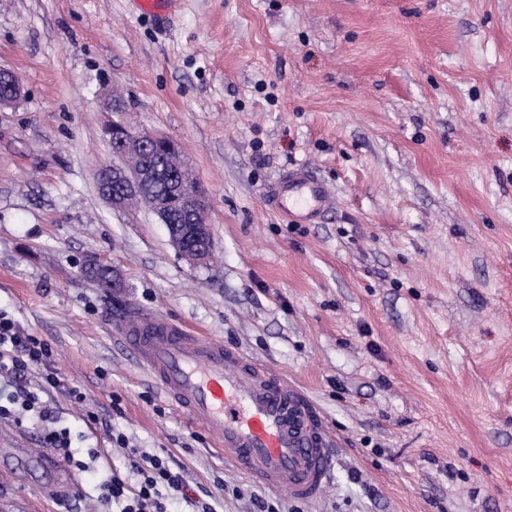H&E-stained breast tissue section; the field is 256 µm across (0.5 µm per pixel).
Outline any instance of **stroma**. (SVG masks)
Returning a JSON list of instances; mask_svg holds the SVG:
<instances>
[{
  "mask_svg": "<svg viewBox=\"0 0 512 512\" xmlns=\"http://www.w3.org/2000/svg\"><path fill=\"white\" fill-rule=\"evenodd\" d=\"M0 69L21 86L0 107V311L52 348L67 385L41 399L72 456L53 481L12 466L0 512H112L131 449L213 512H512V0H0ZM113 91L206 186L208 265L100 196ZM296 166L336 192L321 223L267 205ZM128 306L304 389L334 443L316 500L225 460L121 346ZM45 445L0 415V458Z\"/></svg>",
  "mask_w": 512,
  "mask_h": 512,
  "instance_id": "35a3bbf8",
  "label": "stroma"
}]
</instances>
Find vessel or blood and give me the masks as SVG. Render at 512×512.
Instances as JSON below:
<instances>
[{"instance_id": "vessel-or-blood-1", "label": "vessel or blood", "mask_w": 512, "mask_h": 512, "mask_svg": "<svg viewBox=\"0 0 512 512\" xmlns=\"http://www.w3.org/2000/svg\"><path fill=\"white\" fill-rule=\"evenodd\" d=\"M269 207L293 224H316L336 207L332 189L292 167L271 181ZM125 351L256 482L294 500L316 498L329 477L331 441L307 395L222 342L190 334L165 316L130 308L115 323Z\"/></svg>"}]
</instances>
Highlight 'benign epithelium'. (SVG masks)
<instances>
[{
    "label": "benign epithelium",
    "mask_w": 512,
    "mask_h": 512,
    "mask_svg": "<svg viewBox=\"0 0 512 512\" xmlns=\"http://www.w3.org/2000/svg\"><path fill=\"white\" fill-rule=\"evenodd\" d=\"M104 132L112 137V144L125 153L133 147L161 145L171 153L178 150V143L158 133L134 130L116 119L107 121ZM98 179L101 181V195L115 210H126L135 205L145 206L161 217L171 233V241L177 250H182L187 242H192L195 251L193 261L204 264L211 257L212 240L209 224L206 222L208 195L201 185L192 190H182L177 195L178 211L183 223L174 222L170 211L172 195L147 196L140 191L144 175L138 171L126 169L122 165L112 164L100 168Z\"/></svg>",
    "instance_id": "7a95c632"
}]
</instances>
